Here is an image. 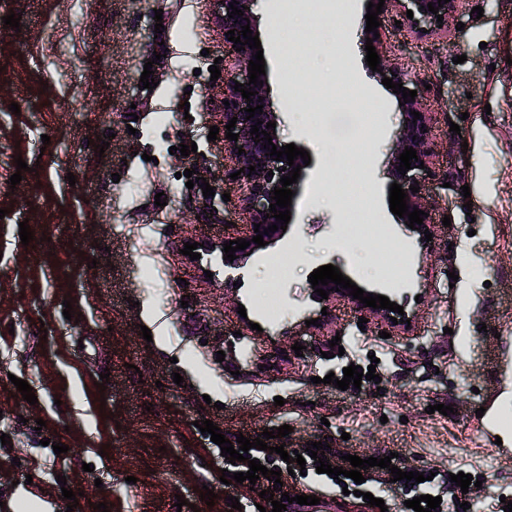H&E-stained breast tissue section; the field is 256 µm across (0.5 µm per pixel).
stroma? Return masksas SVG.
<instances>
[{
	"label": "stroma",
	"mask_w": 512,
	"mask_h": 512,
	"mask_svg": "<svg viewBox=\"0 0 512 512\" xmlns=\"http://www.w3.org/2000/svg\"><path fill=\"white\" fill-rule=\"evenodd\" d=\"M216 10L215 0H0V17L21 16L19 28H0V434L12 440L0 444V502L13 512L47 503L55 512H94L101 502L109 512L270 507L249 485L221 483L225 462L197 426L209 419L231 439L290 425L269 446L322 442L334 467L345 454L391 453L395 465L427 475L464 472L476 484L455 492L446 512H504L512 500V0H464L442 39L415 38L392 14L381 20L380 51L429 85L424 189L439 206L432 240L421 244L397 233L388 209L378 166L398 114L365 74L356 26L339 33L351 46L358 91L350 94L344 77L321 65L325 14L305 8L289 20L287 46L302 68L292 91L275 48L283 29L271 0H257L269 98L287 114L281 137L315 156L300 187L303 224L290 240L301 259L277 294V316L261 319L278 329L275 338L237 312H258L264 264L236 290L225 287L220 264L209 278L181 253L185 243L249 230L236 204L241 189L224 178L232 165L224 142L208 138L224 123V82L209 67L231 58ZM147 67L152 90L140 85ZM98 136L109 138L105 150L95 149ZM190 143L196 153L181 156L177 145ZM19 157L29 169L14 185ZM188 169L207 170L215 193L230 195L225 213L206 212L201 188L186 186ZM364 173L370 194L351 195ZM159 192L165 205L155 203ZM371 211L378 221L369 235L343 234ZM23 221L33 232L26 245ZM328 264L399 304L414 289L418 320L393 330L341 299L321 328L299 325L308 277ZM68 304L79 321L64 317ZM297 343L299 356L290 352ZM353 363L375 365L379 382L356 391L323 383ZM17 378L36 404L23 400ZM435 404L454 411L428 413ZM57 443L67 453L55 454ZM282 482L290 495L319 499L287 512H381L312 469ZM66 488L79 493L77 507ZM206 488L214 505L200 497ZM230 496L239 508L227 505ZM179 497L186 508H176Z\"/></svg>",
	"instance_id": "obj_1"
}]
</instances>
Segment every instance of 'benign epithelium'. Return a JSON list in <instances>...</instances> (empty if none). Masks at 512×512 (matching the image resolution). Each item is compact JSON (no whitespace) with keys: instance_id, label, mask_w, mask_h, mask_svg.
<instances>
[{"instance_id":"obj_1","label":"benign epithelium","mask_w":512,"mask_h":512,"mask_svg":"<svg viewBox=\"0 0 512 512\" xmlns=\"http://www.w3.org/2000/svg\"><path fill=\"white\" fill-rule=\"evenodd\" d=\"M229 2L231 0H217L216 25L224 37H226L224 44L233 51L237 64V70L226 74L224 78V100L229 102V105L224 107V120L228 121L234 117L238 118L236 127L232 129V133L238 135V140H224V151L234 157L235 167L231 169V172H240L236 182L245 188V193L241 199V206L249 211L251 224L259 225V231L262 232L264 228L276 223L274 214L269 212V205L275 203L271 196H273L274 188L281 186L279 179L288 175L292 167L288 165L286 157L283 156L277 160L269 155V150L265 149L262 143L253 141V137L250 136V129L257 121H263L259 129L268 130L273 144L280 148L285 145L280 134L285 116L284 113L277 112L270 106L269 100H267L266 87H255L257 94L253 96V102L251 103L246 102V99L242 98L241 93L234 89V85L237 82L247 88L251 87V84H249L248 64L256 50L247 47L240 52L236 51V44L228 40V37H230L228 31L233 30L235 35L239 36L241 35L242 26L246 24L250 25V29L254 33L257 32V29L252 11L254 0H238L237 7L240 8L245 5L247 9L244 10L243 16L235 18L228 17V13L231 12ZM430 2L433 3L434 7L438 8V14L435 15L426 9ZM459 2L460 0H450V2L440 5L438 0H385L382 10L385 14L392 11L398 13L402 20L409 25V28L417 36L423 38L425 36H438L448 33V18L456 11ZM409 10L413 12V18L411 19L407 17V11ZM439 14L443 16V22L441 23L437 22V15ZM380 58L381 63L379 67L383 68V71L374 72L369 68L366 69L370 80L380 85L383 78L391 77L393 82L402 83V87L417 91L415 100L409 103L403 102V95H394L396 101L403 103V106L399 107L400 118L398 127L392 135L390 152L384 159L386 178L390 184L396 182L402 185V189L408 194V197H406L408 210L412 211L417 207L430 214L435 211V202L432 197L422 188L417 193L409 189L410 184L416 180H422L423 176L427 174V166H429L430 157L432 156L428 133H426V129L430 128L431 118L429 113L423 108V99L426 92V87H424L425 80L411 75V73L383 54L380 55ZM260 98L263 99V113L257 114L249 120L246 119L248 113L244 111V108L249 105L253 107L258 105V99ZM412 111L421 113L420 119L413 120V116L410 115ZM270 121L276 123V127L266 128V123ZM407 146L417 150L418 159L424 161V168H418V163L413 161L411 162V169L406 174L401 175L397 172L396 166L401 164L399 154ZM240 148L243 149L241 154L238 153ZM251 165L255 167V172L253 173L249 172V166ZM294 165L301 166V169L298 181L289 186V189L295 192V195L292 197L291 215L287 229L284 231L280 229L263 235L264 241L267 242V245L263 247H259L256 243L252 242V238L255 236L254 232L251 231L244 235V238L250 241V246L235 252V260L231 262L228 260L224 261V287L231 288L233 287V282L241 281L250 260L260 259L266 255L269 249L284 244L288 240V235L292 229L299 225V195H297V192H299V188L307 176L309 167L303 165V159L301 158L294 160ZM270 171L273 172L271 176L268 175ZM322 289L329 292L328 299L326 300L314 292L311 293V301L322 307H329L338 298H346L353 301L358 307H364L360 300L349 295V290L343 288L339 290L337 285L332 282L322 286ZM403 310L404 314L400 315L387 309L366 308V311L370 314L386 322L390 321L392 317L401 320V323L396 325L398 329L406 328L408 322H413L417 318V308L405 306Z\"/></svg>"}]
</instances>
